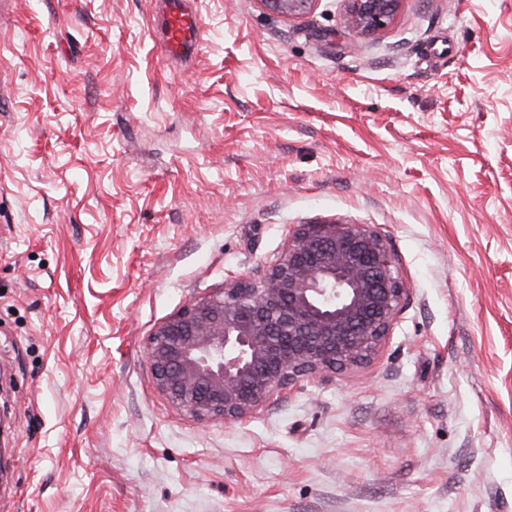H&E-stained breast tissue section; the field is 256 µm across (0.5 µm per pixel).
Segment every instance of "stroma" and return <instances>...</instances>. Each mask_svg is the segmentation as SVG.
<instances>
[{"instance_id": "1", "label": "stroma", "mask_w": 512, "mask_h": 512, "mask_svg": "<svg viewBox=\"0 0 512 512\" xmlns=\"http://www.w3.org/2000/svg\"><path fill=\"white\" fill-rule=\"evenodd\" d=\"M0 13V512H512V0ZM367 224L408 298L366 366L247 422L156 389L154 328L299 224ZM165 11L163 42L166 51L172 59L187 57L199 44V18L186 0H166ZM262 10L284 18H298L312 11L317 0H257ZM346 24L362 36L386 29L398 14L403 0H344Z\"/></svg>"}]
</instances>
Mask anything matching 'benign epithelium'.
I'll use <instances>...</instances> for the list:
<instances>
[{"label":"benign epithelium","mask_w":512,"mask_h":512,"mask_svg":"<svg viewBox=\"0 0 512 512\" xmlns=\"http://www.w3.org/2000/svg\"><path fill=\"white\" fill-rule=\"evenodd\" d=\"M284 18L317 0H257ZM362 36L386 29L403 0H344ZM406 288L385 239L365 224H299L257 279L190 301L155 327L147 359L156 389L199 419L245 422L304 379L368 364Z\"/></svg>","instance_id":"7a95c632"}]
</instances>
